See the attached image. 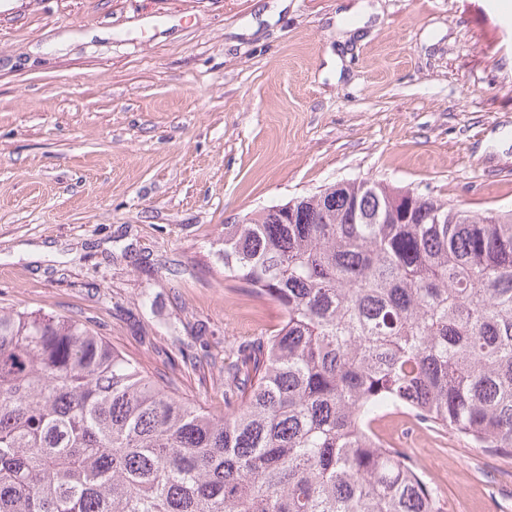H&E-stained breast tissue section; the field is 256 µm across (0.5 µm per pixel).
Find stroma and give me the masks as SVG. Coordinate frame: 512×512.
<instances>
[{
    "mask_svg": "<svg viewBox=\"0 0 512 512\" xmlns=\"http://www.w3.org/2000/svg\"><path fill=\"white\" fill-rule=\"evenodd\" d=\"M343 180L512 211L506 0H0V309L222 413L281 320L225 288V225ZM385 428L446 512H512V458Z\"/></svg>",
    "mask_w": 512,
    "mask_h": 512,
    "instance_id": "35a3bbf8",
    "label": "stroma"
}]
</instances>
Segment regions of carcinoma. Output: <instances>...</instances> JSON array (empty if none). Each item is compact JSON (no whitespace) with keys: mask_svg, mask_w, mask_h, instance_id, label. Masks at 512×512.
I'll return each mask as SVG.
<instances>
[{"mask_svg":"<svg viewBox=\"0 0 512 512\" xmlns=\"http://www.w3.org/2000/svg\"><path fill=\"white\" fill-rule=\"evenodd\" d=\"M282 319L214 415L89 326L0 310V512H445L387 410L512 457V213L347 181L224 225Z\"/></svg>","mask_w":512,"mask_h":512,"instance_id":"1","label":"carcinoma"}]
</instances>
